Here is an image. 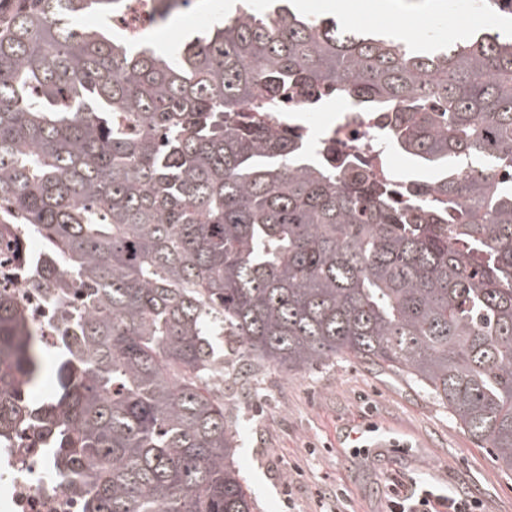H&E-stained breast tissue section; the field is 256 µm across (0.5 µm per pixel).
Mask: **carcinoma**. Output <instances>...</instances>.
Here are the masks:
<instances>
[{
  "mask_svg": "<svg viewBox=\"0 0 512 512\" xmlns=\"http://www.w3.org/2000/svg\"><path fill=\"white\" fill-rule=\"evenodd\" d=\"M126 0H30L0 33V240L58 312L0 283V448L31 428L82 512H254L212 336L296 371L420 384L512 470V41L414 39L241 3L180 49ZM385 112L436 175L405 201L263 121L281 99ZM42 250L29 253L26 237ZM11 276L15 285V295L20 305L27 311L31 312L37 322H41L44 326L45 333L49 334V324L55 326L57 323L55 315L51 314L50 309L44 305L37 297L32 295L26 288H23L24 275L23 271L17 270L11 272Z\"/></svg>",
  "mask_w": 512,
  "mask_h": 512,
  "instance_id": "carcinoma-1",
  "label": "carcinoma"
}]
</instances>
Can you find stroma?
Wrapping results in <instances>:
<instances>
[{"label":"stroma","instance_id":"obj_1","mask_svg":"<svg viewBox=\"0 0 512 512\" xmlns=\"http://www.w3.org/2000/svg\"><path fill=\"white\" fill-rule=\"evenodd\" d=\"M233 0H194L183 17L149 27L163 49L200 35L189 19ZM349 23L380 28L401 24L407 31L443 24L444 41L460 40L479 29L467 15L447 9L411 10L402 0L385 13L379 0H354ZM231 361V378L212 383L227 404L237 433L236 466L256 512H386V474L417 485L449 487L472 496L484 512H512V470L490 449L465 434L430 394L400 377L355 359L342 358L309 369L282 372L272 366L248 368L237 361L235 344L218 337ZM380 427L403 447L399 454H373L340 446L348 428Z\"/></svg>","mask_w":512,"mask_h":512}]
</instances>
